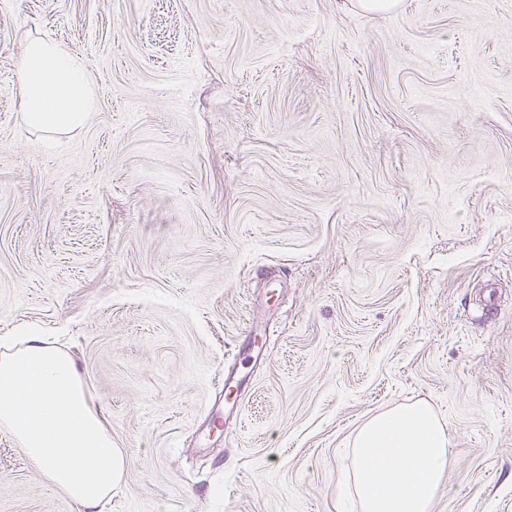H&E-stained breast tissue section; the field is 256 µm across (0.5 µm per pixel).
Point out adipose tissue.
Wrapping results in <instances>:
<instances>
[{
	"label": "adipose tissue",
	"instance_id": "1",
	"mask_svg": "<svg viewBox=\"0 0 512 512\" xmlns=\"http://www.w3.org/2000/svg\"><path fill=\"white\" fill-rule=\"evenodd\" d=\"M17 82L24 123L48 135L82 127L96 105L86 63L51 38L28 42ZM0 426L77 512H96L121 480L124 453L89 406L75 361L34 331L0 353ZM453 448L428 404L370 417L352 449L361 512H431Z\"/></svg>",
	"mask_w": 512,
	"mask_h": 512
}]
</instances>
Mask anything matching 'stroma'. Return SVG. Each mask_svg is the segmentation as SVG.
<instances>
[{
	"label": "stroma",
	"mask_w": 512,
	"mask_h": 512,
	"mask_svg": "<svg viewBox=\"0 0 512 512\" xmlns=\"http://www.w3.org/2000/svg\"><path fill=\"white\" fill-rule=\"evenodd\" d=\"M42 37L98 93L52 142ZM22 327L125 454L102 512H360L359 427L417 402L455 442L432 512H512V0H0ZM0 512H75L1 427ZM17 82L24 123L49 136L82 127L96 105L86 63L51 38L28 42Z\"/></svg>",
	"instance_id": "obj_1"
}]
</instances>
